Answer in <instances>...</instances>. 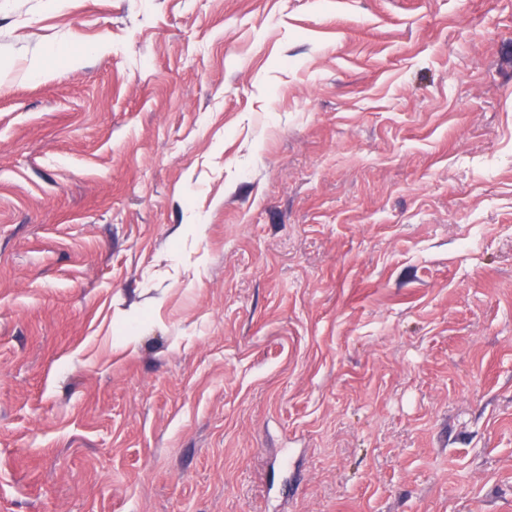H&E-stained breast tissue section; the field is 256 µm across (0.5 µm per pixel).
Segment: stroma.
<instances>
[{"label":"stroma","instance_id":"stroma-1","mask_svg":"<svg viewBox=\"0 0 512 512\" xmlns=\"http://www.w3.org/2000/svg\"><path fill=\"white\" fill-rule=\"evenodd\" d=\"M0 512H512V0H0Z\"/></svg>","mask_w":512,"mask_h":512}]
</instances>
